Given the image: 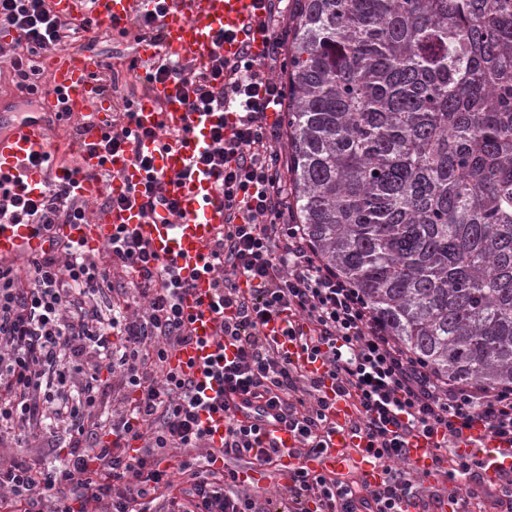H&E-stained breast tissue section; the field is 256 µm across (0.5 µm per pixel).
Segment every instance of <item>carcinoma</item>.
Instances as JSON below:
<instances>
[{"label": "carcinoma", "mask_w": 512, "mask_h": 512, "mask_svg": "<svg viewBox=\"0 0 512 512\" xmlns=\"http://www.w3.org/2000/svg\"><path fill=\"white\" fill-rule=\"evenodd\" d=\"M286 69L312 249L433 373L512 386V0H304Z\"/></svg>", "instance_id": "1"}]
</instances>
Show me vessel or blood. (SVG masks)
I'll return each mask as SVG.
<instances>
[{"label": "vessel or blood", "mask_w": 512, "mask_h": 512, "mask_svg": "<svg viewBox=\"0 0 512 512\" xmlns=\"http://www.w3.org/2000/svg\"><path fill=\"white\" fill-rule=\"evenodd\" d=\"M155 0H99L98 18L107 24L114 19H128L153 11ZM257 11L255 0H169L164 19V43L156 45L145 39L139 41L137 54L141 59H155L159 52L179 57L190 56L203 65L218 53L234 56L238 50L236 39L245 32L255 31ZM224 30L233 33V40L216 45L214 35ZM49 72L52 93L41 96L36 103L40 113L80 112L85 116L80 126L81 145L77 153V175L72 176L71 189L77 197L91 200L102 188H109L113 197L127 195L131 186H144L147 174L136 167L125 155L104 157L98 148L108 130L110 101L100 91L95 76L102 67L100 56L84 51L80 56L57 54ZM220 112L190 111L182 93L169 82L154 83L150 93L133 107V128H162L163 137L142 139L138 150L151 160L157 176L167 183V196L176 205V216H169L166 207H159L158 217H145L139 203H130L104 209L91 223L63 225L64 238L97 246L111 240L117 226L134 231L148 250L163 259L175 262L176 274L184 284L181 307L191 320L194 336L190 344L177 347L169 357L176 370L203 379L204 370L217 353L233 358L236 348L224 343L219 334L222 321L210 307L213 279L204 270L210 261V245L227 221L224 197L215 191L212 177L202 169L191 166L194 153L209 145L212 127L222 124ZM9 125L8 133H0V175L27 173L29 184H38L39 171L26 170V160L38 152L58 154L50 143L48 129L42 121L12 119L0 114V126ZM110 171L108 186H101L97 176ZM48 236L39 224L0 223V261H18L42 248L48 247ZM213 391L222 392L227 410L203 414V427L214 446H221L229 426L260 425L264 442L280 448L281 456L274 465L279 475L304 467L317 473H328L344 466L347 456H354L361 478L368 488L380 486L385 473L376 463L366 440L354 437L347 422L352 415L348 400L336 397L334 391L326 396L332 417L338 429L332 433L327 451L308 456L298 453L300 438L284 423L265 424V413L256 403L246 401L244 395L224 390L222 383L213 382ZM470 454L483 466L485 482H496L500 472L512 466V444L491 439L470 431ZM406 460L415 474L434 473L433 448L430 439L420 437L412 441Z\"/></svg>", "instance_id": "vessel-or-blood-1"}]
</instances>
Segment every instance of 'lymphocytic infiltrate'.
Wrapping results in <instances>:
<instances>
[{
  "label": "lymphocytic infiltrate",
  "instance_id": "1",
  "mask_svg": "<svg viewBox=\"0 0 512 512\" xmlns=\"http://www.w3.org/2000/svg\"><path fill=\"white\" fill-rule=\"evenodd\" d=\"M98 0H84L79 18L56 14L51 0H0V31L13 32L11 65L21 89L34 90L31 62L98 27ZM260 55L208 64L160 55L150 79L169 81L192 111L221 112L196 163L215 177L228 219L205 265L214 308L224 309L223 337L237 356H216L205 369L230 390L273 410L301 437L304 449L328 447L336 423L311 376L281 350L268 323L287 315L289 341L322 360L338 396L350 399L349 421L367 438L387 475L381 488L335 474L290 475L278 512H404L423 505L409 472L400 470L412 438H431L435 466L467 474L472 460L459 446L465 432L512 443V390L443 378L395 338L350 282L329 269L295 224L280 170L278 132L269 112L282 111L284 91L272 73L281 59L282 0H257ZM112 122L106 155L139 154V132ZM43 179L31 196L26 175L0 182V223L40 224L52 239L23 262H0V512H271L269 499L241 489L235 469L218 458H244L258 426L232 430L213 450L199 412L205 386L168 365L189 341L179 305L183 289L172 263L150 255L121 227L97 258L84 245L54 238L61 224L87 220L67 179L52 175L50 154L28 159ZM137 442L135 455L123 443ZM177 457L178 470L163 468Z\"/></svg>",
  "mask_w": 512,
  "mask_h": 512
}]
</instances>
